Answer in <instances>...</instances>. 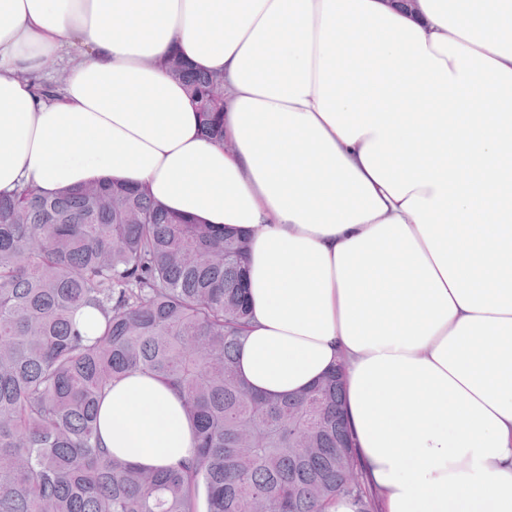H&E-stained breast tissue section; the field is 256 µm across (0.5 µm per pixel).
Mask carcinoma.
Returning <instances> with one entry per match:
<instances>
[{
	"label": "carcinoma",
	"instance_id": "cac0c4a2",
	"mask_svg": "<svg viewBox=\"0 0 512 512\" xmlns=\"http://www.w3.org/2000/svg\"><path fill=\"white\" fill-rule=\"evenodd\" d=\"M204 132L223 128L224 77L173 52ZM245 237L96 183L0 195V512H373L330 375L269 398L238 377L249 316ZM102 320L89 337L75 320ZM132 370L164 381L196 421L185 464L141 471L105 448L99 403Z\"/></svg>",
	"mask_w": 512,
	"mask_h": 512
}]
</instances>
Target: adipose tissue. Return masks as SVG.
<instances>
[{
	"label": "adipose tissue",
	"instance_id": "1",
	"mask_svg": "<svg viewBox=\"0 0 512 512\" xmlns=\"http://www.w3.org/2000/svg\"><path fill=\"white\" fill-rule=\"evenodd\" d=\"M174 50L223 74V136ZM95 181L248 235L238 375L342 368L377 512H512V0H0V192ZM99 424L138 467L195 453L141 371Z\"/></svg>",
	"mask_w": 512,
	"mask_h": 512
}]
</instances>
